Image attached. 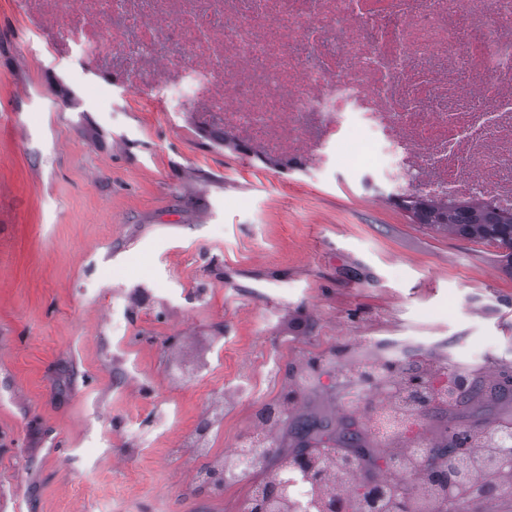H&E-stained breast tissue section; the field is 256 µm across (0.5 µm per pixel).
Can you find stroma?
Segmentation results:
<instances>
[{
    "mask_svg": "<svg viewBox=\"0 0 512 512\" xmlns=\"http://www.w3.org/2000/svg\"><path fill=\"white\" fill-rule=\"evenodd\" d=\"M55 60L0 0V512H241L229 452L281 366L364 339L512 368V273L343 176L282 174ZM185 377L171 384L172 373Z\"/></svg>",
    "mask_w": 512,
    "mask_h": 512,
    "instance_id": "1",
    "label": "stroma"
}]
</instances>
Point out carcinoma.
Wrapping results in <instances>:
<instances>
[{"instance_id": "carcinoma-1", "label": "carcinoma", "mask_w": 512, "mask_h": 512, "mask_svg": "<svg viewBox=\"0 0 512 512\" xmlns=\"http://www.w3.org/2000/svg\"><path fill=\"white\" fill-rule=\"evenodd\" d=\"M395 204L409 213L413 222L424 224L437 231L452 232L463 237L478 239L504 250L502 257L512 271V214L497 215L481 206H436L420 199L407 197ZM372 360L379 371L364 374V378L378 385H396L401 390L425 389L429 378L436 373L432 364L440 362L439 370L452 376V385L445 397L422 395L421 416L440 421L433 431L434 443L447 440L462 449L455 458L444 459L437 453L422 464L423 477L446 489L453 486L462 492L461 499L447 502L440 499L434 509L457 512L465 504L479 509L483 498L498 491L506 482L498 468V459L503 446L493 441V434L501 430H512V416L496 418L460 429L448 425V399L456 397V406L470 401L476 391L470 374L459 369H450L447 358L432 354L408 352L397 364L381 361L379 350L361 352L350 358L343 366L348 371L360 359ZM321 363H308V379L300 383L296 379L295 367L287 370L288 394L296 397L308 396L316 388L317 372ZM275 451L262 464L261 472L276 470L283 473L298 471L312 489L313 512H320L323 497L328 492L324 476L332 471L336 483L351 489L352 498L358 508L379 509L381 512H415L418 503L410 489L391 486L379 490L377 480L383 477L378 464L381 459H394L396 453L388 448H376L366 435L365 427L353 414L338 419L317 416H288L283 419L272 438Z\"/></svg>"}]
</instances>
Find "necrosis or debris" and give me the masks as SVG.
<instances>
[{"mask_svg":"<svg viewBox=\"0 0 512 512\" xmlns=\"http://www.w3.org/2000/svg\"><path fill=\"white\" fill-rule=\"evenodd\" d=\"M53 55L92 63V87L135 93L185 127L278 173L343 166L371 195L512 213V0H14ZM346 379L385 445L405 436L423 464L430 436L408 434L414 402ZM290 410L255 402L225 454L189 439L207 467L249 481Z\"/></svg>","mask_w":512,"mask_h":512,"instance_id":"1","label":"necrosis or debris"}]
</instances>
